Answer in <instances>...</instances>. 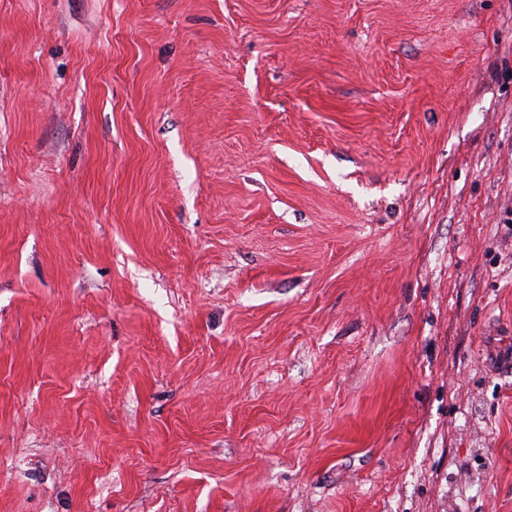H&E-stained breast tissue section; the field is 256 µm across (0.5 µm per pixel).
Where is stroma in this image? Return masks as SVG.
<instances>
[{"mask_svg": "<svg viewBox=\"0 0 512 512\" xmlns=\"http://www.w3.org/2000/svg\"><path fill=\"white\" fill-rule=\"evenodd\" d=\"M0 512H512V0H0Z\"/></svg>", "mask_w": 512, "mask_h": 512, "instance_id": "35a3bbf8", "label": "stroma"}]
</instances>
